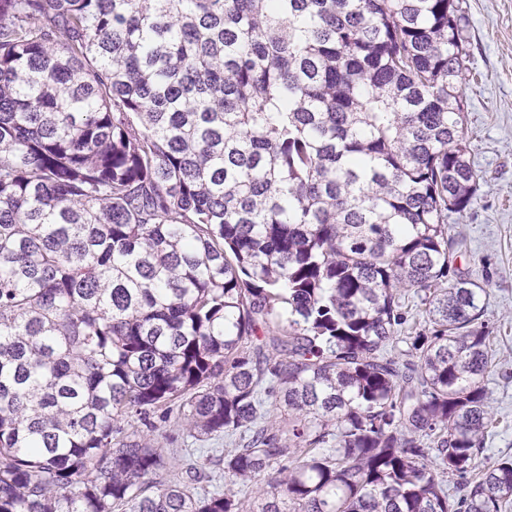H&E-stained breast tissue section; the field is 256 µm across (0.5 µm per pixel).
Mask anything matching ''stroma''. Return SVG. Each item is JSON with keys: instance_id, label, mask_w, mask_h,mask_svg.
<instances>
[{"instance_id": "obj_1", "label": "stroma", "mask_w": 512, "mask_h": 512, "mask_svg": "<svg viewBox=\"0 0 512 512\" xmlns=\"http://www.w3.org/2000/svg\"><path fill=\"white\" fill-rule=\"evenodd\" d=\"M471 73L465 129L479 175L470 210L452 221L465 240L461 272L486 290L494 361L485 381L498 422L485 452L512 457V0H462Z\"/></svg>"}]
</instances>
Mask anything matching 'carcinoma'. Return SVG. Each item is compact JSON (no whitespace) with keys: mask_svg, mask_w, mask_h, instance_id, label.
<instances>
[{"mask_svg":"<svg viewBox=\"0 0 512 512\" xmlns=\"http://www.w3.org/2000/svg\"><path fill=\"white\" fill-rule=\"evenodd\" d=\"M467 57L460 0H0V512H506ZM157 429L154 432V438L162 445L164 448H219L211 454L213 455V460L219 458L221 455L222 448H229L228 444L224 442V439L219 440H209L206 442L196 441L193 438L186 437V435L182 436V432L178 430L176 424H174V420L171 419L170 422L161 423L157 422ZM177 437V441H174L173 444L169 443L170 437Z\"/></svg>","mask_w":512,"mask_h":512,"instance_id":"carcinoma-1","label":"carcinoma"}]
</instances>
